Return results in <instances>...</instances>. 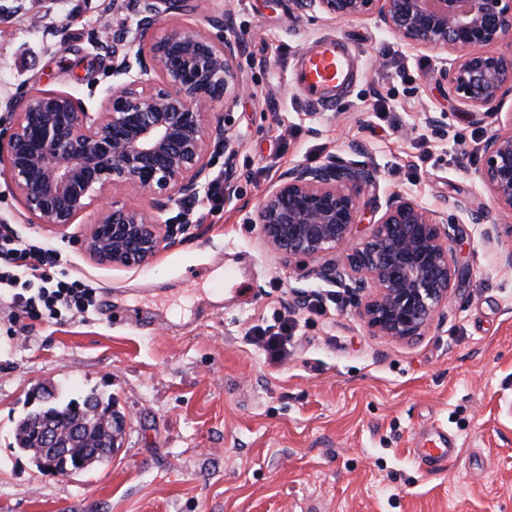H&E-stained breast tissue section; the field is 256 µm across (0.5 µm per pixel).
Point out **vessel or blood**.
I'll return each instance as SVG.
<instances>
[{"label": "vessel or blood", "mask_w": 512, "mask_h": 512, "mask_svg": "<svg viewBox=\"0 0 512 512\" xmlns=\"http://www.w3.org/2000/svg\"><path fill=\"white\" fill-rule=\"evenodd\" d=\"M293 78L307 100L315 107L331 109L338 93L345 91L353 76V63L343 43L329 38L318 43L314 50L296 63ZM457 456L455 446L418 448L414 457L419 463L441 468Z\"/></svg>", "instance_id": "obj_1"}]
</instances>
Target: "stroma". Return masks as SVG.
<instances>
[{"mask_svg": "<svg viewBox=\"0 0 512 512\" xmlns=\"http://www.w3.org/2000/svg\"><path fill=\"white\" fill-rule=\"evenodd\" d=\"M141 0H0V139L13 103L52 91L105 109ZM191 23L230 13L250 87L228 114L238 195L170 206L190 222L149 265L95 263L81 242L97 211L66 230L36 223L0 170V224L59 249L72 278L111 293L89 321L7 320L0 299V512H512V269L459 203L479 191V146L496 116L458 109L448 56L416 50L375 18L297 17L291 0H196ZM346 41L355 75L327 111L290 78L319 39ZM385 66H377V59ZM376 168L379 197L408 192L458 223L468 267L447 317L412 343L371 335L340 288L284 264L255 211L288 167L329 156ZM291 318L288 357L251 334ZM51 388L94 392L125 418L111 460L64 477L15 442L18 418ZM457 441L448 469L413 451L437 428Z\"/></svg>", "mask_w": 512, "mask_h": 512, "instance_id": "stroma-1", "label": "stroma"}]
</instances>
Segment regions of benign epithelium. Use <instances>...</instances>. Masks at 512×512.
Listing matches in <instances>:
<instances>
[{"instance_id": "benign-epithelium-1", "label": "benign epithelium", "mask_w": 512, "mask_h": 512, "mask_svg": "<svg viewBox=\"0 0 512 512\" xmlns=\"http://www.w3.org/2000/svg\"><path fill=\"white\" fill-rule=\"evenodd\" d=\"M134 59L115 69L130 80L112 85L107 111L91 113L69 94L47 92L17 102L8 142L0 144L17 195L40 224L63 230L107 191L127 185L151 200L148 210L101 209L83 241L99 265L135 268L173 244L183 228L163 220L180 200L197 199L207 185L209 146L224 143V199L237 188L236 146L223 111L249 86L241 77L243 40L224 35V16L208 19L214 36L183 21L195 0H143ZM299 16L338 22L374 14L384 30L412 48L450 56L448 98L494 109L512 91V51L495 49L512 36V0H292ZM172 19L159 34V18ZM224 103V110L216 104ZM475 176L501 213L512 214V113L481 147ZM377 171L330 156L317 165L283 171L260 201L255 223L267 246L290 263L317 262L312 274L343 290L375 336L412 341L444 316L466 279L458 223L422 206L406 192L376 203L368 236L357 240L367 214L363 193ZM484 239L504 245L512 267V224L492 217L481 199L463 204Z\"/></svg>"}]
</instances>
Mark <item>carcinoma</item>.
<instances>
[{
    "label": "carcinoma",
    "mask_w": 512,
    "mask_h": 512,
    "mask_svg": "<svg viewBox=\"0 0 512 512\" xmlns=\"http://www.w3.org/2000/svg\"><path fill=\"white\" fill-rule=\"evenodd\" d=\"M112 412V402L94 393L80 401L67 403L42 400L18 419L15 428L17 447L29 455L42 472L56 470L63 473L80 461L90 468L103 457L93 458L87 454L88 443L112 454ZM49 425L58 430L62 447L68 449L67 456H59L44 447L43 430Z\"/></svg>",
    "instance_id": "carcinoma-1"
}]
</instances>
